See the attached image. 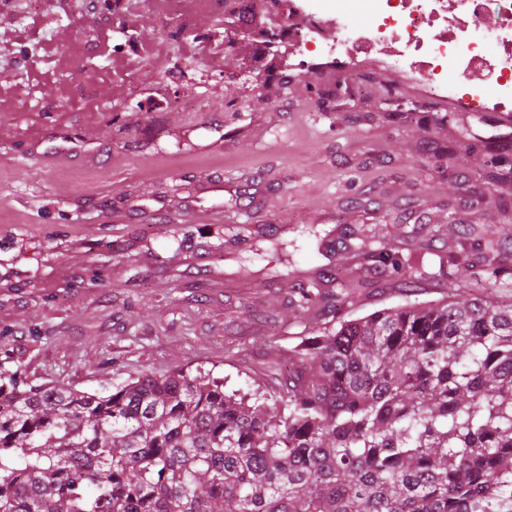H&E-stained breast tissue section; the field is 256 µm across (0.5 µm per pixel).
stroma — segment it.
Returning a JSON list of instances; mask_svg holds the SVG:
<instances>
[{
	"instance_id": "1",
	"label": "stroma",
	"mask_w": 512,
	"mask_h": 512,
	"mask_svg": "<svg viewBox=\"0 0 512 512\" xmlns=\"http://www.w3.org/2000/svg\"><path fill=\"white\" fill-rule=\"evenodd\" d=\"M225 32L159 0H0V360L30 382L93 393L181 370L273 391L338 319L467 289L440 269L449 225L512 240L497 113L390 119L382 92L409 103L421 86L300 62L285 40L258 69L253 35ZM344 224L376 229L411 277L341 250ZM329 272L341 303L290 304V280Z\"/></svg>"
}]
</instances>
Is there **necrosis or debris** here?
<instances>
[{"instance_id": "4bbe7bcc", "label": "necrosis or debris", "mask_w": 512, "mask_h": 512, "mask_svg": "<svg viewBox=\"0 0 512 512\" xmlns=\"http://www.w3.org/2000/svg\"><path fill=\"white\" fill-rule=\"evenodd\" d=\"M333 2L279 0V27L299 55L377 60L401 77L426 78L435 97L457 96L455 76L478 73L493 94L472 96L468 109L512 110V0H346L338 11Z\"/></svg>"}]
</instances>
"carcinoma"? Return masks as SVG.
Wrapping results in <instances>:
<instances>
[{"label":"carcinoma","instance_id":"1","mask_svg":"<svg viewBox=\"0 0 512 512\" xmlns=\"http://www.w3.org/2000/svg\"><path fill=\"white\" fill-rule=\"evenodd\" d=\"M451 232L448 278L482 262L506 298L343 318L278 392L178 371L91 394L0 360V512H512V266L505 241ZM376 237L367 257L401 272Z\"/></svg>","mask_w":512,"mask_h":512}]
</instances>
